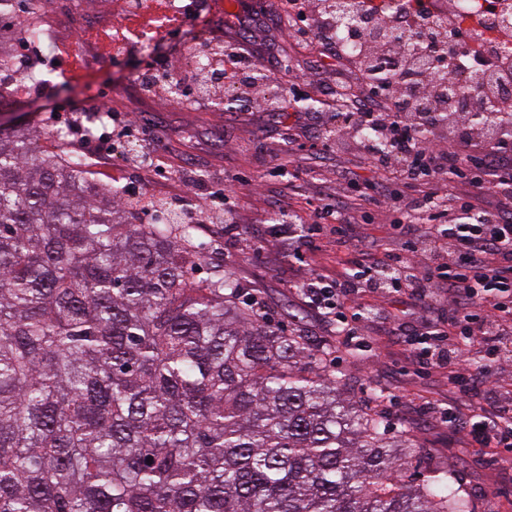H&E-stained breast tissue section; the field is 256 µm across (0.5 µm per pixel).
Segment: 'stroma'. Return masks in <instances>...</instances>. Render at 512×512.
I'll return each instance as SVG.
<instances>
[{
    "label": "stroma",
    "mask_w": 512,
    "mask_h": 512,
    "mask_svg": "<svg viewBox=\"0 0 512 512\" xmlns=\"http://www.w3.org/2000/svg\"><path fill=\"white\" fill-rule=\"evenodd\" d=\"M250 26L254 47L269 48L282 60L280 84L296 86L300 95L312 97L313 109L298 107L290 95L278 114L239 111L228 97L219 109L206 103L186 109L174 105L163 89L141 96L135 74L148 63L160 60L169 70H178L186 67L194 49L212 44L207 24L200 23L194 40L165 36L149 54L132 45L122 59L106 64L101 63L93 42H83L79 55L87 64L76 78L68 76L69 58L61 57L47 75L44 90L35 95L18 92L9 106L0 108V120L11 124L26 115L50 132L57 127L53 113L65 109L87 120L91 108L105 98L112 109L132 111L152 165L137 169L122 162L112 167L93 159L89 169L97 183L138 186L155 197L161 211L177 194L183 197L184 211L203 207L218 190L216 178L221 171L245 176V183L236 187L237 227L232 235H224L216 224L194 225L193 243L203 260L193 270V278L201 281L213 268L224 269L244 292L265 302L274 323L335 346L329 364L345 375L349 398L363 401L371 388L383 390L379 409L385 412L390 427L404 429L419 443L424 464L453 463L480 512H512V456L467 447L459 430L425 411L430 404L457 402V395L448 390L446 372L417 374L411 349L402 337L374 323L361 327L363 347H345L334 325L309 307L295 289L309 268L331 274L337 256L369 244L382 249L392 246L386 213H378L370 224L355 221L349 242L339 244L329 237L317 240L300 261L294 258L291 246L276 243L266 247L261 256H253L251 246L264 230L259 218L272 200L281 199L305 212L314 183H324L332 190L337 171L351 170L362 180L374 178L375 173L363 151L350 142L324 167L295 178L296 168L306 163L308 146L328 136L337 94L360 95L365 87L353 62L339 63L330 70L319 68L316 48L296 46L264 20H251ZM184 175L192 182L186 190L180 183Z\"/></svg>",
    "instance_id": "1"
}]
</instances>
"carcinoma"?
<instances>
[{
	"instance_id": "obj_1",
	"label": "carcinoma",
	"mask_w": 512,
	"mask_h": 512,
	"mask_svg": "<svg viewBox=\"0 0 512 512\" xmlns=\"http://www.w3.org/2000/svg\"><path fill=\"white\" fill-rule=\"evenodd\" d=\"M0 128V512H476L345 398L331 348L239 303L177 218Z\"/></svg>"
}]
</instances>
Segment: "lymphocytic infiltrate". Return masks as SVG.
I'll use <instances>...</instances> for the list:
<instances>
[{
    "label": "lymphocytic infiltrate",
    "instance_id": "f902f5d3",
    "mask_svg": "<svg viewBox=\"0 0 512 512\" xmlns=\"http://www.w3.org/2000/svg\"><path fill=\"white\" fill-rule=\"evenodd\" d=\"M328 0H280L287 35L320 56L337 59L336 27ZM358 44L362 77L369 90L344 97L336 112L335 139L321 150H341L356 140L378 172L391 180L359 182L340 173L341 191H316L311 224H302L287 205H277L269 226L274 242L314 241L323 232L345 239L342 221L348 199L386 209L399 246L365 247L347 255L336 276L309 270L298 285L305 303L334 320L338 333L358 334V321H395L388 311L363 303L367 294L397 295L422 305L419 325L406 332L422 369L444 370L460 402L444 408L449 426L465 431L476 448L512 451V389L496 394L492 414L478 411L484 391L479 378L490 364L512 361V55L493 52L477 26L461 28L450 18L430 23L415 55L393 41L359 30L346 31ZM257 57L237 43L224 46L222 59L206 79L189 77L185 94L218 81L235 86L245 104L276 112L280 95L259 85L251 72ZM483 72L479 102L496 101L497 122L477 124L470 112H442L448 81ZM425 211L429 227L408 215ZM447 302L449 316L437 313ZM478 350L484 364L474 368L464 356Z\"/></svg>",
    "mask_w": 512,
    "mask_h": 512
}]
</instances>
